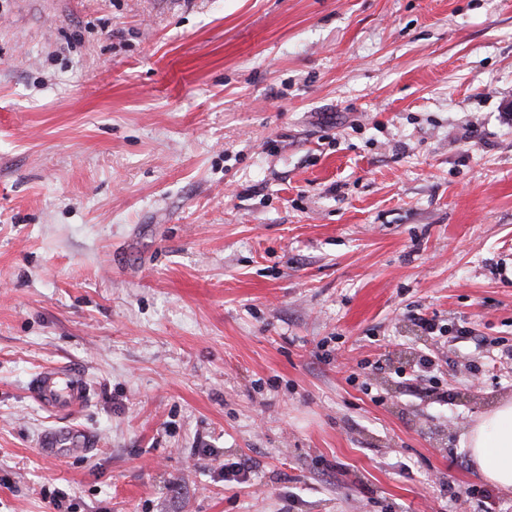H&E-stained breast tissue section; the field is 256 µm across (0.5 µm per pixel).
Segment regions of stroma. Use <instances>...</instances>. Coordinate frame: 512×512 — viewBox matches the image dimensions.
<instances>
[{
    "label": "stroma",
    "instance_id": "1",
    "mask_svg": "<svg viewBox=\"0 0 512 512\" xmlns=\"http://www.w3.org/2000/svg\"><path fill=\"white\" fill-rule=\"evenodd\" d=\"M510 107L512 0H0V512H512ZM32 398L54 414H72L90 399L85 376L70 365H56L38 370L29 383ZM465 445L481 476L505 489L512 488V399L484 414L465 435ZM64 436L65 442H67V448H63L62 451L69 453H85L89 448H85L86 440L80 439L79 432L77 430L70 431H52L47 434L43 439L42 449L48 454H58L59 447L62 437Z\"/></svg>",
    "mask_w": 512,
    "mask_h": 512
}]
</instances>
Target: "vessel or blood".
I'll return each instance as SVG.
<instances>
[{
  "mask_svg": "<svg viewBox=\"0 0 512 512\" xmlns=\"http://www.w3.org/2000/svg\"><path fill=\"white\" fill-rule=\"evenodd\" d=\"M29 392L39 406L55 414L74 413L90 399V387L85 376L69 365L38 370L29 383ZM62 443L73 454L84 452L86 446L78 431H52L43 439V450L49 454H58V446Z\"/></svg>",
  "mask_w": 512,
  "mask_h": 512,
  "instance_id": "1",
  "label": "vessel or blood"
}]
</instances>
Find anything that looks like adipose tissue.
Masks as SVG:
<instances>
[{
	"label": "adipose tissue",
	"mask_w": 512,
	"mask_h": 512,
	"mask_svg": "<svg viewBox=\"0 0 512 512\" xmlns=\"http://www.w3.org/2000/svg\"><path fill=\"white\" fill-rule=\"evenodd\" d=\"M465 445L481 476L491 483L512 488V399L501 401L484 414L465 436Z\"/></svg>",
	"instance_id": "adipose-tissue-1"
}]
</instances>
